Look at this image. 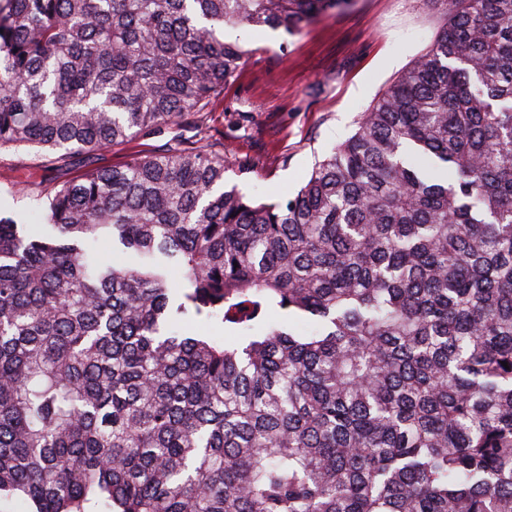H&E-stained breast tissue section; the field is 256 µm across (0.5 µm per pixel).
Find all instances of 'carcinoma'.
<instances>
[{
    "label": "carcinoma",
    "instance_id": "carcinoma-1",
    "mask_svg": "<svg viewBox=\"0 0 512 512\" xmlns=\"http://www.w3.org/2000/svg\"><path fill=\"white\" fill-rule=\"evenodd\" d=\"M430 2L429 50L292 198L210 146L15 190L43 221L0 218V500L512 512V0ZM344 4L0 0V151L201 122L247 55L226 30Z\"/></svg>",
    "mask_w": 512,
    "mask_h": 512
}]
</instances>
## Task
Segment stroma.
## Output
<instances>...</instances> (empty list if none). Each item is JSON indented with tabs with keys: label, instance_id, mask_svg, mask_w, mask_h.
I'll return each mask as SVG.
<instances>
[{
	"label": "stroma",
	"instance_id": "stroma-1",
	"mask_svg": "<svg viewBox=\"0 0 512 512\" xmlns=\"http://www.w3.org/2000/svg\"><path fill=\"white\" fill-rule=\"evenodd\" d=\"M442 15L430 0H350L303 32L243 29L250 54L236 79L205 106L203 124L165 125L107 150L57 159L33 150L0 152V216L30 221L34 203L15 186H59L179 143L211 145L254 162L259 178L243 182L263 198L295 195L315 162L347 138L361 112L435 39Z\"/></svg>",
	"mask_w": 512,
	"mask_h": 512
}]
</instances>
